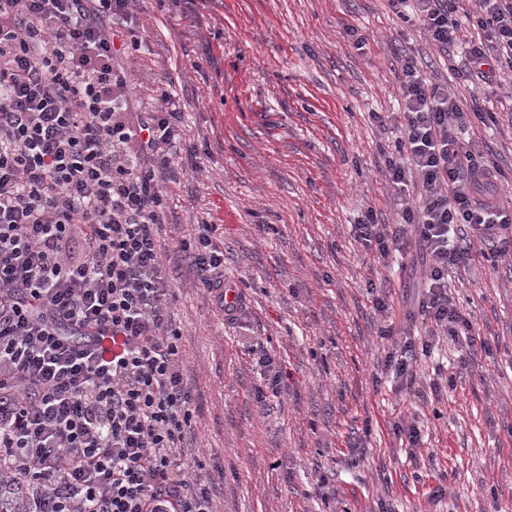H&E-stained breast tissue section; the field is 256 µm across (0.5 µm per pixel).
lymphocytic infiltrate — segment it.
<instances>
[{"label":"lymphocytic infiltrate","instance_id":"1","mask_svg":"<svg viewBox=\"0 0 512 512\" xmlns=\"http://www.w3.org/2000/svg\"><path fill=\"white\" fill-rule=\"evenodd\" d=\"M138 0H0V449L15 473L45 481L49 512H214L213 498L177 451L191 429L193 394L168 302L161 258L165 181L182 114L165 89L148 113L130 109L112 23ZM440 51L463 46L469 75L512 70V0H387ZM398 135L383 151L400 192L420 189L396 224L373 213L354 227L377 263L426 259L416 312L432 325L403 336L386 368L406 386L408 356L457 338L468 320L448 294V271L468 264V227L512 255L506 175L463 136L494 114L467 106L400 59ZM214 225L180 250L211 293L224 287Z\"/></svg>","mask_w":512,"mask_h":512}]
</instances>
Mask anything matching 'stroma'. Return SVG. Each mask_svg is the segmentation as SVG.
I'll use <instances>...</instances> for the list:
<instances>
[{"label": "stroma", "instance_id": "35a3bbf8", "mask_svg": "<svg viewBox=\"0 0 512 512\" xmlns=\"http://www.w3.org/2000/svg\"><path fill=\"white\" fill-rule=\"evenodd\" d=\"M129 25L133 111H154L163 87L182 112L161 237L196 407L180 459L201 464L217 512H512V265L477 255L449 270V294L490 349L441 337L413 359L409 388L385 370L396 343L374 300L404 316L421 263L375 264L352 231L369 210L396 223L404 205L373 118L398 109L399 50L496 113L468 138L511 180L512 113L386 0H140ZM202 222L240 296L232 320L177 251ZM259 346L281 371L263 398ZM413 416L416 448L393 430Z\"/></svg>", "mask_w": 512, "mask_h": 512}]
</instances>
